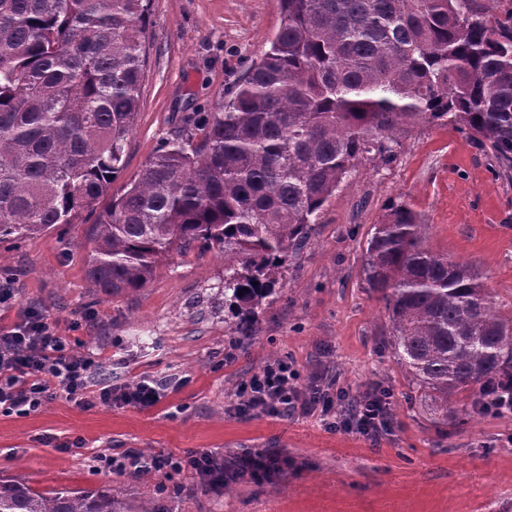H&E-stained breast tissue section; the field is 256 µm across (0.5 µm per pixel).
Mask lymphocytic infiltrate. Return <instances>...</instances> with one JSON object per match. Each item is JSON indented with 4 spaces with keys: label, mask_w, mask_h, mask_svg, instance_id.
Segmentation results:
<instances>
[{
    "label": "lymphocytic infiltrate",
    "mask_w": 512,
    "mask_h": 512,
    "mask_svg": "<svg viewBox=\"0 0 512 512\" xmlns=\"http://www.w3.org/2000/svg\"><path fill=\"white\" fill-rule=\"evenodd\" d=\"M95 363L92 353H73L65 338L58 336L36 309L27 308L11 329L0 328V414L29 415L60 390L85 409L114 405L146 410L156 406L170 386L168 378L147 376L123 386L106 384L94 391L90 384ZM233 410L241 416L260 411L276 418L315 414L329 427L370 439L390 425L389 395L385 390L372 389L349 408L338 402L333 387H302L298 371L284 360L270 362L252 374L239 388ZM277 463V457L268 453L241 458L232 471L225 470L223 459L208 453L177 457L129 452L105 461L106 466L120 473L172 475L191 470L201 480L223 482L247 476L256 480L269 477Z\"/></svg>",
    "instance_id": "1"
}]
</instances>
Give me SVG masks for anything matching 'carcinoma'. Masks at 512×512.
<instances>
[{
  "mask_svg": "<svg viewBox=\"0 0 512 512\" xmlns=\"http://www.w3.org/2000/svg\"><path fill=\"white\" fill-rule=\"evenodd\" d=\"M278 3L279 31L231 94L113 193L150 0H0V243L72 224L107 196L87 233L95 287L141 288L173 251L216 246L234 262L224 300L247 324L328 199L401 131L450 124L512 181V0ZM426 228L390 202L362 271L386 302L394 358L446 418L452 398L512 375V321L479 273L424 248ZM0 512L126 510L110 490L0 480Z\"/></svg>",
  "mask_w": 512,
  "mask_h": 512,
  "instance_id": "cac0c4a2",
  "label": "carcinoma"
}]
</instances>
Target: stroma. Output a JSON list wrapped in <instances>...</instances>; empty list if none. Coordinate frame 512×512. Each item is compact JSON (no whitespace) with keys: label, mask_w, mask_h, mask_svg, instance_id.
<instances>
[{"label":"stroma","mask_w":512,"mask_h":512,"mask_svg":"<svg viewBox=\"0 0 512 512\" xmlns=\"http://www.w3.org/2000/svg\"><path fill=\"white\" fill-rule=\"evenodd\" d=\"M280 25L277 0H151L139 109L117 185L138 176L163 138L211 111ZM392 200L427 224L428 249L478 271L512 315V183L498 179L489 149L450 125L417 124L392 158L358 163L244 333L224 302L218 250L173 254L144 287L107 295L85 274L90 212L0 243V274L17 286L1 327L36 306L72 350L96 353L94 385L146 374L179 381L148 410L84 409L61 393L30 415L0 414V478L38 491L108 488L131 512H512V417L479 413L466 398L467 423L445 421L393 356L389 312L362 272L366 239ZM275 359L291 361L301 381L321 373L353 397L389 388L391 432L373 442L314 416L229 413L239 386ZM129 449L210 451L228 464L274 450L286 466L267 481L213 488L185 472L116 474L94 461Z\"/></svg>","instance_id":"obj_1"}]
</instances>
